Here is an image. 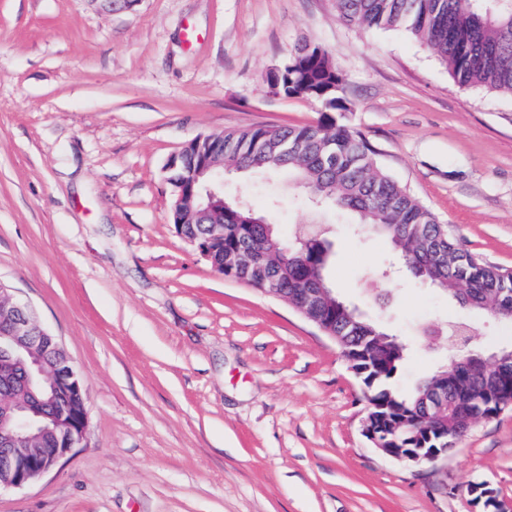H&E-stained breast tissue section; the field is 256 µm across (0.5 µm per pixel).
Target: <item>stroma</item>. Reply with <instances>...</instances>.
<instances>
[{"label": "stroma", "instance_id": "stroma-1", "mask_svg": "<svg viewBox=\"0 0 512 512\" xmlns=\"http://www.w3.org/2000/svg\"><path fill=\"white\" fill-rule=\"evenodd\" d=\"M301 42L345 73L342 121L379 166L512 269V98L458 86L404 31L348 25L334 0H0V283L71 357L86 414L81 444L0 512H474L481 481L512 501V408L438 463L383 456L336 344L173 229L165 167L187 142L320 120L267 81ZM224 195L285 238L333 223L329 283L411 343L400 388L446 364L440 324L512 346L511 324L375 277L389 242L286 175L228 173Z\"/></svg>", "mask_w": 512, "mask_h": 512}]
</instances>
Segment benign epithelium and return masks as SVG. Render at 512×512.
<instances>
[{
    "label": "benign epithelium",
    "instance_id": "obj_1",
    "mask_svg": "<svg viewBox=\"0 0 512 512\" xmlns=\"http://www.w3.org/2000/svg\"><path fill=\"white\" fill-rule=\"evenodd\" d=\"M224 176V164L216 163L200 155L196 166L168 178L173 186L176 200L172 210L173 224L176 229L183 225L182 204L189 196L207 207L224 205L221 199L218 179ZM11 301L13 315L0 322V354L8 353L21 369V382L27 385L37 384L45 376L42 365L31 358V352L37 347L51 345L58 355L59 375L78 381L69 356L55 336L36 320L28 305L13 300L7 289L0 285V299ZM57 426L62 430L57 448L28 447L29 434H49L53 428L43 422L40 416L29 408H13L6 414H0V490L20 488L53 470L72 449L78 447L85 436L86 421L78 425L70 423V414L64 411L57 418ZM362 436L382 455L408 465L435 463L448 457V449L456 446L459 438L454 437L441 448H385L375 435L370 414H365L360 422ZM473 504L479 512H512V504L499 499L497 492L487 482L474 483L470 487Z\"/></svg>",
    "mask_w": 512,
    "mask_h": 512
}]
</instances>
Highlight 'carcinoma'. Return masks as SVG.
<instances>
[{
	"label": "carcinoma",
	"instance_id": "cac0c4a2",
	"mask_svg": "<svg viewBox=\"0 0 512 512\" xmlns=\"http://www.w3.org/2000/svg\"><path fill=\"white\" fill-rule=\"evenodd\" d=\"M335 7L350 25L406 31L433 50L462 87L512 95V0H335ZM301 48H293L268 82L281 92L303 93L319 106L321 120L217 135L224 167L288 173L321 203L356 213L358 228L365 233L389 239L395 254L410 259L418 270L415 278L427 280V286L499 320L512 319L498 313L504 292L512 294V269L491 266L463 247L431 210L377 165L367 140L336 119L351 111L342 94L344 74L320 47L305 54L299 53ZM184 210L188 230L200 237L209 236L210 225H224V250L216 256L252 253L250 264L226 269L225 276L254 288L275 280L290 304L299 302L309 288L328 290L309 315L333 326L336 346L357 370L376 433L386 446H442L459 426L484 419L512 393V358L496 369L476 361L465 372L442 369L409 392L395 389L409 347L378 323L334 302L336 295L324 276L332 225L319 224L285 239L274 224L235 203H224L222 215L201 213L194 202L184 203ZM441 332L465 342L469 357L481 354L469 325L448 324ZM58 405L80 411L84 391L62 386L56 402L41 408L42 415L54 417Z\"/></svg>",
	"mask_w": 512,
	"mask_h": 512
}]
</instances>
